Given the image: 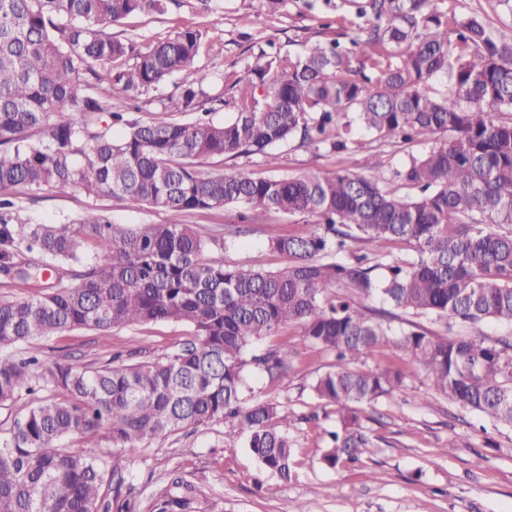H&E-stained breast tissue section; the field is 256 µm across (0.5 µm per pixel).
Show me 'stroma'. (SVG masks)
I'll return each instance as SVG.
<instances>
[{"instance_id":"obj_1","label":"stroma","mask_w":512,"mask_h":512,"mask_svg":"<svg viewBox=\"0 0 512 512\" xmlns=\"http://www.w3.org/2000/svg\"><path fill=\"white\" fill-rule=\"evenodd\" d=\"M459 16L475 15L500 41L512 42V0H447ZM351 0H285L266 13L262 0H174L163 14L132 16L113 26V36L141 43L165 39L177 29L206 32L213 46L196 60L198 68L224 80L243 72L252 54L275 43L282 52L298 54L316 42L339 38L338 29L323 23L353 16ZM428 141L370 144L333 153L292 141L275 147V163L265 155L208 159L206 170L243 171L255 177L331 175L339 171L366 174L378 168L385 186L402 197H419L418 189L395 173ZM31 222L59 224L86 211L108 216L117 224H190L207 238L227 239V263L263 270L284 268L287 260L271 250L268 235L303 230L300 217L253 210L237 204L191 213L153 209L131 210L107 196L73 191L25 193L16 198ZM246 232L230 237V230ZM300 329L283 327L274 343L291 353L289 370L277 382L255 377L254 397L279 402L294 443L292 478L277 482L266 472L239 436H226L222 425L183 430L147 448L126 451L128 461L121 500L137 512H152L173 480H181L179 497L186 512H512V427L483 422L435 395L423 372H412L388 400L367 409L363 425L375 442L373 454L336 469L321 456L336 427L332 406L318 400L308 385L328 370L330 357L299 341ZM190 336L182 324L158 322L108 333L75 330L44 340L62 360L105 364L112 356L123 363L151 362L179 349ZM277 484L276 494L267 485Z\"/></svg>"}]
</instances>
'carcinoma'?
Listing matches in <instances>:
<instances>
[{"mask_svg":"<svg viewBox=\"0 0 512 512\" xmlns=\"http://www.w3.org/2000/svg\"><path fill=\"white\" fill-rule=\"evenodd\" d=\"M169 2L0 0V278L51 280L42 295L0 301V405L31 397L24 419L0 433V512H112L120 452L210 424L246 436L260 464L289 480L293 443L280 405L244 402L250 376L273 381L290 367L280 346L253 352L287 324L334 358L310 384L336 407L322 456L332 468L371 453L361 415L406 380L394 364L355 367L384 346L459 409L511 427V339L437 335L418 322L398 335L364 302L512 327V43L495 40L481 18L448 11L446 0H359L354 18L335 20L349 46L333 39L294 58L263 50L227 99L194 67L209 44L201 30L148 44L107 32ZM181 72L163 111L196 112L204 101L232 117L129 116L130 101ZM441 75L448 90L437 95L430 81ZM104 82L106 96L97 92ZM354 125L375 142L432 139L396 172L421 197L390 193L375 170L256 178L203 169L208 158L266 154L296 138L343 152ZM58 189L131 209L242 204L312 222L305 233L269 237L289 264L261 271L226 263L224 244L190 224H114L92 211L33 224L10 198ZM395 242L414 256L372 265L362 253ZM155 322L183 323L191 339L157 361L98 367L55 361L39 345L73 330ZM73 437L82 444L62 446ZM86 444L115 449L112 462Z\"/></svg>","mask_w":512,"mask_h":512,"instance_id":"cac0c4a2","label":"carcinoma"}]
</instances>
